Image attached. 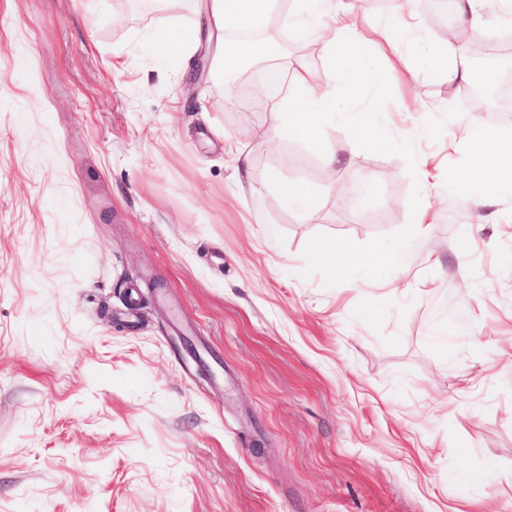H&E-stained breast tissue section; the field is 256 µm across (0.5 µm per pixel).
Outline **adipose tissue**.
Instances as JSON below:
<instances>
[{
    "instance_id": "obj_1",
    "label": "adipose tissue",
    "mask_w": 512,
    "mask_h": 512,
    "mask_svg": "<svg viewBox=\"0 0 512 512\" xmlns=\"http://www.w3.org/2000/svg\"><path fill=\"white\" fill-rule=\"evenodd\" d=\"M273 0H209L203 16L191 26L178 27L167 19L158 22V35L166 50L182 62H190L201 31L220 34L235 29L262 28ZM288 26L301 37L312 36L324 47L329 63L320 69L295 70L288 84V96L278 106L288 115L289 131L300 134L322 153L327 170H334L336 158L324 137L327 125L349 123L372 148L391 147L394 138L371 112L350 111L348 104L359 87L385 91L389 73L377 58L385 47L399 49L408 59L402 78L410 81L420 73L449 84L471 83L474 73L464 62L454 32H446L435 48H427L416 37V16L406 9L381 22L373 39L359 40V18L348 0H306V6L287 16ZM448 188L467 193L473 203L490 197H512V159L496 157L473 165L449 179Z\"/></svg>"
}]
</instances>
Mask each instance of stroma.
Here are the masks:
<instances>
[{
  "instance_id": "1",
  "label": "stroma",
  "mask_w": 512,
  "mask_h": 512,
  "mask_svg": "<svg viewBox=\"0 0 512 512\" xmlns=\"http://www.w3.org/2000/svg\"><path fill=\"white\" fill-rule=\"evenodd\" d=\"M206 2L0 0V512H512V199L448 190L512 112L365 89L398 145L327 172L260 82L327 63L296 0L232 92L158 44ZM499 139V133L495 130L466 127L461 132L459 142L452 141L451 145L456 147L462 143L470 152L477 154L486 151L489 145ZM281 196L286 198L290 204L301 210L310 213L314 205V194L312 190L301 183H291L281 189ZM325 251L336 257V272L340 271L341 266L339 262L343 261L355 263L363 267H368L374 264L376 261L380 263H385L387 261L394 263L401 258V253L398 250L385 247L379 249L376 255H373L371 261H367L354 254L347 245L336 241L328 243L325 247Z\"/></svg>"
}]
</instances>
